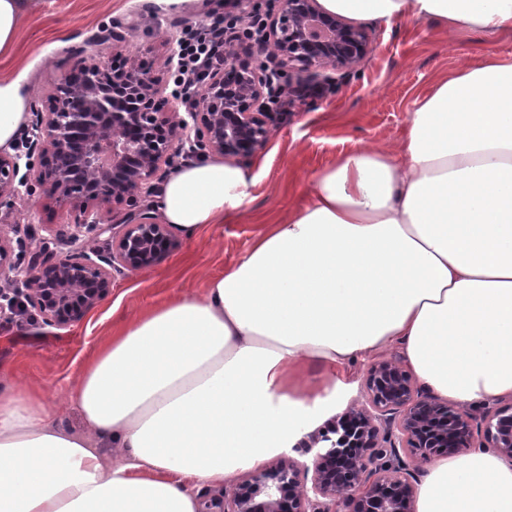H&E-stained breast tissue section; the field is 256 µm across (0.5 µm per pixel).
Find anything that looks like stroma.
<instances>
[{"mask_svg":"<svg viewBox=\"0 0 512 512\" xmlns=\"http://www.w3.org/2000/svg\"><path fill=\"white\" fill-rule=\"evenodd\" d=\"M209 3L210 10L187 12L165 0H42L16 56L0 60V72L25 70L34 88L31 106L40 110L81 52L105 62L136 53L169 94L172 47L186 26L207 25L228 12L246 20L252 13L247 0ZM365 27L372 39L367 56L336 72L327 98L291 107L287 123L274 127L265 148L248 160L255 185L238 214L204 225L193 239L176 236L175 248L149 269L113 273L109 296L78 323L57 327L38 315H1L0 366L56 400L114 327L176 296L201 294L206 276L223 273L267 224L304 204L314 176L341 154L397 144L416 101L440 77L465 62L512 57V31L450 33L410 19ZM12 151L28 156L29 164L19 169L18 195L0 200V237L47 245L58 258L79 252L69 241L73 214L44 193L30 170L39 152L32 125L20 130Z\"/></svg>","mask_w":512,"mask_h":512,"instance_id":"35a3bbf8","label":"stroma"}]
</instances>
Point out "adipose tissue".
<instances>
[{
  "label": "adipose tissue",
  "instance_id": "adipose-tissue-1",
  "mask_svg": "<svg viewBox=\"0 0 512 512\" xmlns=\"http://www.w3.org/2000/svg\"><path fill=\"white\" fill-rule=\"evenodd\" d=\"M40 0H0V58ZM357 20L512 31V0H319ZM33 88L0 72V150ZM250 172L202 158L158 196L185 238L238 213ZM400 346L459 408L512 396V62L465 64L420 98L392 149L356 148L201 295L105 340L64 398L74 432L0 372V512H196L195 491L289 452L335 413L339 369ZM322 364V382L306 369ZM414 512H512V462L490 448L428 463Z\"/></svg>",
  "mask_w": 512,
  "mask_h": 512
}]
</instances>
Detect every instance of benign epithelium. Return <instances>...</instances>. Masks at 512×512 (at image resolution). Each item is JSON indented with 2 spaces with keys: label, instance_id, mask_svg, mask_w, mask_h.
Masks as SVG:
<instances>
[{
  "label": "benign epithelium",
  "instance_id": "obj_1",
  "mask_svg": "<svg viewBox=\"0 0 512 512\" xmlns=\"http://www.w3.org/2000/svg\"><path fill=\"white\" fill-rule=\"evenodd\" d=\"M268 14L270 30L259 33L273 47L268 62L240 65L236 49L228 47L200 92L181 98L186 120L162 111L160 91L135 57L119 69L83 59L63 78L35 125L42 144L37 182L56 202L83 215L72 239L83 232L94 240L107 233L111 248L40 262L22 252L11 257L0 237V299L7 301L0 313L33 309L58 327L81 321L110 293L112 269H148L176 246L168 225L150 213L102 224L97 216L88 219V201L137 206L176 141L190 142L195 155L252 158L287 116L270 111L269 100L286 93L292 104L331 93L333 79L322 71L350 69L370 51L365 28L325 11L318 0H273ZM18 171L17 158L0 154V199L17 194ZM366 392L376 414L352 408L340 423L354 419L357 427L341 431L335 425L336 438H311L312 447L328 443L316 454L317 499L300 483L295 464L280 459L236 485L224 498V512H411L415 486L397 445L422 461L471 448L475 417L423 394L407 371L389 362L370 368ZM398 412L395 442L391 425ZM483 421L488 447L512 459V413L494 412Z\"/></svg>",
  "mask_w": 512,
  "mask_h": 512
}]
</instances>
